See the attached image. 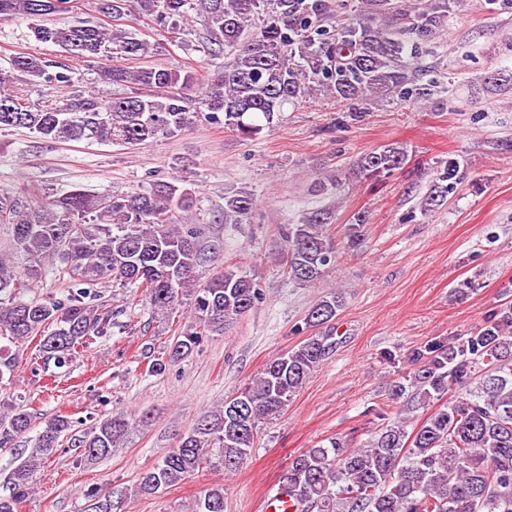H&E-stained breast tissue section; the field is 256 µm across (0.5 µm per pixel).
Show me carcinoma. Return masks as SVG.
Returning a JSON list of instances; mask_svg holds the SVG:
<instances>
[{
    "instance_id": "obj_1",
    "label": "carcinoma",
    "mask_w": 512,
    "mask_h": 512,
    "mask_svg": "<svg viewBox=\"0 0 512 512\" xmlns=\"http://www.w3.org/2000/svg\"><path fill=\"white\" fill-rule=\"evenodd\" d=\"M462 0H98L107 24L59 26L48 19L69 11L70 0H0V21L27 20V37L63 48L72 61L53 63L21 52L0 67V131L27 129L58 141L91 140L137 147L171 138L206 120L222 124L244 141L283 120L288 107L317 98L346 106L357 121L379 99L426 101L437 82L419 83L410 59L433 40ZM147 19L182 34L194 19L204 26L201 48L224 56L212 70L171 68L141 61L159 47L140 37L131 21ZM97 63L99 78L128 88L115 97L73 91L62 100L32 104L16 83L73 86L74 70ZM409 151L389 144L360 157L357 168L374 188L404 166ZM422 208L443 205L460 181L459 166L438 162ZM257 207L254 195H224V220L245 224ZM197 191L181 177L155 181L131 195H101L78 188L45 202L32 194L0 193V224L11 229L12 246L27 260L18 271L0 259V336L19 343L40 335L46 361L61 368L87 339L111 335L112 310L92 301L93 287L117 282L145 288L155 313L184 303L195 324L152 361L159 374L187 357L204 335L245 316L261 293L248 276L226 268L205 284L199 268L216 263L220 250L200 243L201 229L188 223ZM332 214L306 213L283 231L289 276L316 284L336 264L339 243L329 233ZM366 215L349 224L346 245L359 244ZM59 260L70 288L59 299H25L21 289L42 280ZM342 293L328 290L306 318L320 331L270 359L259 377L239 390L248 404L240 421L230 402L201 418L160 460L137 477L135 493L152 495L176 486L203 465L230 475L256 447L261 420L279 414L336 345L331 322L343 307ZM408 367L388 383L395 416L370 440L355 446L330 439L293 456L279 481L296 512H512V300L492 309L484 322L461 334L435 337L407 357ZM433 407L420 423L404 416L409 399ZM34 415L12 404L0 409V448H12L31 430ZM130 419L110 415L77 439L84 459L112 456ZM71 421L44 420L29 456L7 476L9 494L0 512H16L29 494L37 464L57 450ZM94 512H121V501L91 490ZM193 512H224V485L198 493Z\"/></svg>"
}]
</instances>
